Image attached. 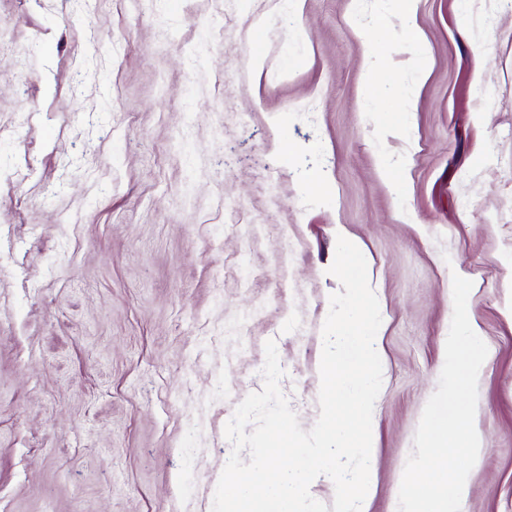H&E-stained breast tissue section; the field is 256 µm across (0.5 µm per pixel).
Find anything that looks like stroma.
<instances>
[{
	"label": "stroma",
	"instance_id": "obj_1",
	"mask_svg": "<svg viewBox=\"0 0 512 512\" xmlns=\"http://www.w3.org/2000/svg\"><path fill=\"white\" fill-rule=\"evenodd\" d=\"M511 163L512 0H0V512H211L267 341L318 419L341 236L382 317L366 512H399L456 274L461 512H512Z\"/></svg>",
	"mask_w": 512,
	"mask_h": 512
}]
</instances>
